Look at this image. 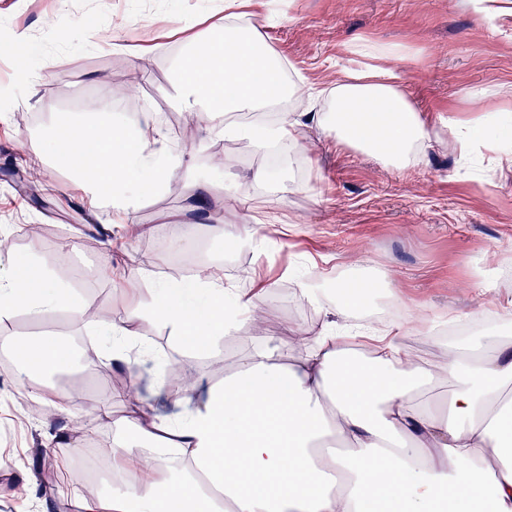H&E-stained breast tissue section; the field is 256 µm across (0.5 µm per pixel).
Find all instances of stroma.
Segmentation results:
<instances>
[{
  "label": "stroma",
  "instance_id": "1",
  "mask_svg": "<svg viewBox=\"0 0 512 512\" xmlns=\"http://www.w3.org/2000/svg\"><path fill=\"white\" fill-rule=\"evenodd\" d=\"M224 2L0 0V239L13 242L9 251H0V264L31 257L49 271L55 251L70 253L74 274L67 288L121 322L128 317L126 297L112 280L97 275V267L146 266L151 276L136 282L135 297L151 302L157 286L171 280L165 269L172 242L187 224L209 243L225 284L245 288L253 277L267 278L260 302L266 335L311 337L319 331L324 318L299 299L300 283L374 276L380 286L368 310H418L424 330L407 340L420 354H438L443 337L435 327L448 319L472 320L470 338L490 344L502 308L512 303V134L498 135L512 130V0H269L267 11L252 19L270 49L289 62L291 76L308 78L318 91L361 68L358 46L397 50L393 66L403 91L425 120L445 110L470 126L468 155H461L452 132L442 131L418 163L398 170L336 146L333 137L310 125L302 130L305 151L285 146L277 175L262 183L254 176L266 161L251 142L236 141L219 160L218 140L208 138L189 174L248 189L247 204L229 213L223 199H212L210 216L203 219L184 212V190L148 195L138 212L146 233L127 250L125 225L113 223L108 210L89 218L65 168L43 163L40 201L26 195L13 172L26 170L33 154L45 153L39 133L55 114L72 112L73 100L87 95L122 110L112 89L126 81L134 60L90 46L92 26L120 24L122 42L133 48L165 43L148 62L137 99L183 121L187 112L170 96L173 62L184 39L223 23ZM20 32L30 35L22 44L15 41ZM18 54L34 58L30 78L17 76ZM49 59L57 65L47 76L43 67ZM178 210L181 224L166 223V215ZM251 212L271 223L266 244L225 259L226 237ZM30 224L52 225V239L28 238L24 230ZM133 329L139 343L130 363L114 366L112 373L141 389L155 414L171 419L182 418L191 401L165 386L166 368H176L194 385L193 401L199 402L233 371L238 354L256 344L244 327L197 358L175 349L158 323L138 321ZM53 333L75 336L79 329L59 308L46 309L37 321L22 310L0 321V337L7 340ZM57 388L21 375L18 367L0 368V449L9 450L13 460L8 477L0 480V512H75L77 490L69 472L86 453H110L112 429L95 420L88 423L87 445L65 440L71 417L61 409ZM33 401L52 411L54 427L33 418L14 427L22 406ZM35 431L61 478L48 494L40 492L25 455L27 437Z\"/></svg>",
  "mask_w": 512,
  "mask_h": 512
}]
</instances>
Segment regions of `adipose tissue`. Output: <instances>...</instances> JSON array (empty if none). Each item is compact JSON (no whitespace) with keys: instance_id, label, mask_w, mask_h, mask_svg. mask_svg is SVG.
Instances as JSON below:
<instances>
[{"instance_id":"1","label":"adipose tissue","mask_w":512,"mask_h":512,"mask_svg":"<svg viewBox=\"0 0 512 512\" xmlns=\"http://www.w3.org/2000/svg\"><path fill=\"white\" fill-rule=\"evenodd\" d=\"M261 5L226 0L223 27L185 44L172 97L200 130L249 136L227 116L286 98L293 116L259 137L295 144L309 122L334 134L337 145L396 168L422 154L432 129L459 131L444 113L427 127L388 66L393 49L381 46L362 48L374 66L332 88L333 111H312L305 84L285 82L281 58L249 22ZM42 137L89 205L109 203L113 223L127 225L133 239L141 196L161 191L192 152L173 151L151 113L122 125L99 105L85 120L53 124ZM61 282L58 271L30 264L1 273L0 319L18 310L36 319L54 306L83 322L86 306ZM194 286L200 303L163 286L152 304H131L130 321L167 326L171 342L192 356L210 353L245 325L262 333L259 289L227 287L209 266ZM371 288L368 280L345 283L333 298L302 287L301 297L325 318L321 331L306 341L289 338L284 347L268 338L243 352L234 372L177 422L135 400L114 419L83 390L61 389L65 412L95 416L114 431L112 489L78 494V512H512V405L502 399L512 385V320L503 319L492 349L466 340L424 357L406 341L423 321L415 310L383 331L352 324V310ZM362 333L379 338L373 357L347 342ZM288 348L298 359L286 361ZM17 349L22 372L33 377L62 371L76 358L55 336L27 337ZM436 381L453 387L447 404L419 397Z\"/></svg>"}]
</instances>
